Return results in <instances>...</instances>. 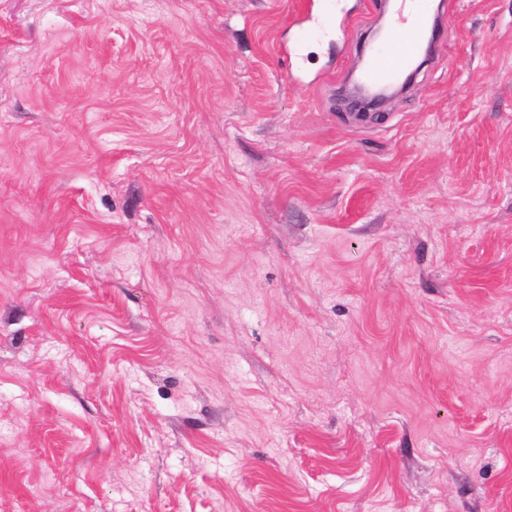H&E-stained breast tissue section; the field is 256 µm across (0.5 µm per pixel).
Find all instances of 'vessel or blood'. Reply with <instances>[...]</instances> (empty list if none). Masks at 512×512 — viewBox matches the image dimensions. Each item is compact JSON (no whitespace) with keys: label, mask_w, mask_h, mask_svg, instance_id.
<instances>
[{"label":"vessel or blood","mask_w":512,"mask_h":512,"mask_svg":"<svg viewBox=\"0 0 512 512\" xmlns=\"http://www.w3.org/2000/svg\"><path fill=\"white\" fill-rule=\"evenodd\" d=\"M334 7V0H316L305 17L296 21V44L302 45L327 35L330 24L336 21ZM432 32L429 0H397V10L389 29L390 51L383 57H367L362 82L372 88H391L399 84Z\"/></svg>","instance_id":"vessel-or-blood-1"}]
</instances>
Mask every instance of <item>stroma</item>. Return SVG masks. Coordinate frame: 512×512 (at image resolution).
Here are the masks:
<instances>
[{"instance_id":"1","label":"stroma","mask_w":512,"mask_h":512,"mask_svg":"<svg viewBox=\"0 0 512 512\" xmlns=\"http://www.w3.org/2000/svg\"><path fill=\"white\" fill-rule=\"evenodd\" d=\"M300 2L0 0V512H512V0ZM322 2V3H314ZM307 9L304 18L296 19L295 44L302 45L312 39L325 36L329 32V24L336 26V17L332 15L335 1L315 0ZM397 10L391 21L390 52L384 57L365 60L361 81L372 88H393L400 83L412 61L434 28L430 25L428 0H396ZM386 100L384 94L376 96H368L364 93H357L356 95L348 96V105L352 112L360 119L369 118L372 112H375L376 107Z\"/></svg>"}]
</instances>
